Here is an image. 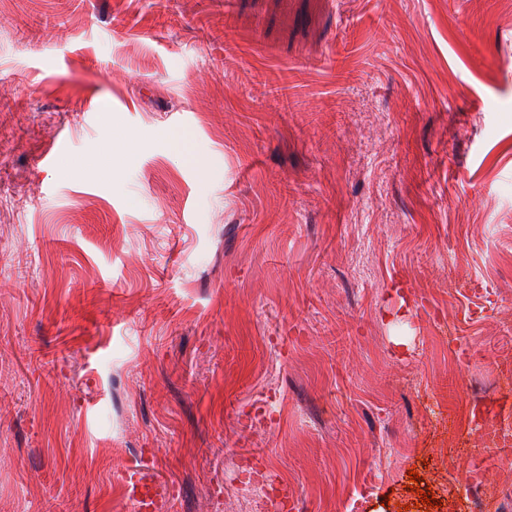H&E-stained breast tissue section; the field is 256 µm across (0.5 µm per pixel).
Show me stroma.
I'll use <instances>...</instances> for the list:
<instances>
[{
  "instance_id": "1",
  "label": "stroma",
  "mask_w": 512,
  "mask_h": 512,
  "mask_svg": "<svg viewBox=\"0 0 512 512\" xmlns=\"http://www.w3.org/2000/svg\"><path fill=\"white\" fill-rule=\"evenodd\" d=\"M510 356L512 0H0V512H512ZM485 414L486 408L481 407L478 416L474 420V426L480 427L485 441L493 445L512 443L511 414L498 416L492 424L486 422Z\"/></svg>"
}]
</instances>
